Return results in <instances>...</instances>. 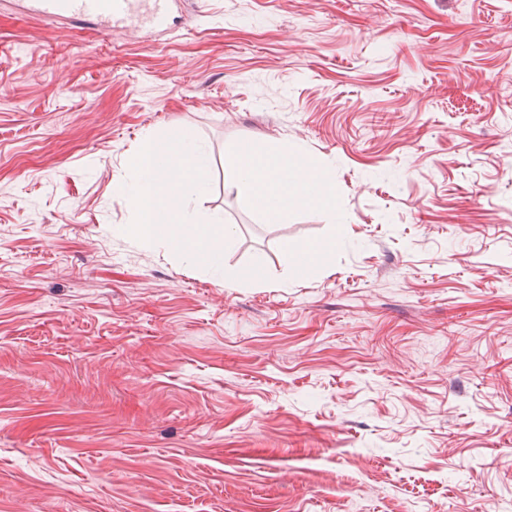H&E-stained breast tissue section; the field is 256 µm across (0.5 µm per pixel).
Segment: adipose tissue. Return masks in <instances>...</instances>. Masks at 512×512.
Instances as JSON below:
<instances>
[{"mask_svg": "<svg viewBox=\"0 0 512 512\" xmlns=\"http://www.w3.org/2000/svg\"><path fill=\"white\" fill-rule=\"evenodd\" d=\"M234 155L233 162L224 168V179L242 203L276 218L286 217L293 205L317 204L330 218H337L326 169L304 163L275 143L260 149L246 140L236 146ZM134 166L138 180L120 186L119 194L137 216L135 235L144 241H165L194 260L221 268L224 246L233 229L219 222H192L184 194L186 187L203 190L208 186L206 155L181 132L169 130L144 146Z\"/></svg>", "mask_w": 512, "mask_h": 512, "instance_id": "ef3b65f1", "label": "adipose tissue"}]
</instances>
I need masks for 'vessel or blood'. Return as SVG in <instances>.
Here are the masks:
<instances>
[{"label":"vessel or blood","instance_id":"vessel-or-blood-1","mask_svg":"<svg viewBox=\"0 0 512 512\" xmlns=\"http://www.w3.org/2000/svg\"><path fill=\"white\" fill-rule=\"evenodd\" d=\"M26 11L46 21L66 19L108 31L112 27L149 26L163 32L182 0H25Z\"/></svg>","mask_w":512,"mask_h":512}]
</instances>
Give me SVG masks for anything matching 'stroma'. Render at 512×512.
I'll return each instance as SVG.
<instances>
[{"label":"stroma","instance_id":"1","mask_svg":"<svg viewBox=\"0 0 512 512\" xmlns=\"http://www.w3.org/2000/svg\"><path fill=\"white\" fill-rule=\"evenodd\" d=\"M171 128L221 270L130 232ZM244 140L339 222L240 202ZM0 512H512V0H185L162 36L0 0ZM234 155L233 162L225 164L224 180L242 203L276 218L288 216L295 204H317L336 223L339 215L328 193L331 177L326 169L290 156L276 143L260 149L249 140L242 141ZM324 249L318 245H309L301 250L292 260L296 276L304 275L312 264L323 256Z\"/></svg>","mask_w":512,"mask_h":512}]
</instances>
